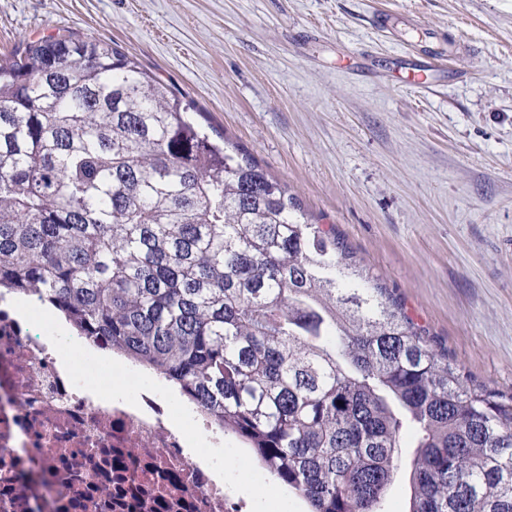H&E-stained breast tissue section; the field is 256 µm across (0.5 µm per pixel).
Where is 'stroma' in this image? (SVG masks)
<instances>
[{
  "label": "stroma",
  "mask_w": 512,
  "mask_h": 512,
  "mask_svg": "<svg viewBox=\"0 0 512 512\" xmlns=\"http://www.w3.org/2000/svg\"><path fill=\"white\" fill-rule=\"evenodd\" d=\"M58 34L172 86L512 393V0H0V54ZM423 50L425 86L398 82Z\"/></svg>",
  "instance_id": "1"
}]
</instances>
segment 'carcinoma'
<instances>
[{
	"mask_svg": "<svg viewBox=\"0 0 512 512\" xmlns=\"http://www.w3.org/2000/svg\"><path fill=\"white\" fill-rule=\"evenodd\" d=\"M114 43L0 56V289L209 411L306 512H512V396ZM401 452V468L389 489L385 502L384 508L387 512H406L409 509L410 485L407 463L412 455L413 448H401Z\"/></svg>",
	"mask_w": 512,
	"mask_h": 512,
	"instance_id": "1",
	"label": "carcinoma"
}]
</instances>
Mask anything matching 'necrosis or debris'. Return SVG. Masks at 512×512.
Instances as JSON below:
<instances>
[{
  "mask_svg": "<svg viewBox=\"0 0 512 512\" xmlns=\"http://www.w3.org/2000/svg\"><path fill=\"white\" fill-rule=\"evenodd\" d=\"M38 307L0 291V512H253L211 464L234 441L208 412L196 457L161 375L73 329L51 341Z\"/></svg>",
  "mask_w": 512,
  "mask_h": 512,
  "instance_id": "necrosis-or-debris-1",
  "label": "necrosis or debris"
}]
</instances>
